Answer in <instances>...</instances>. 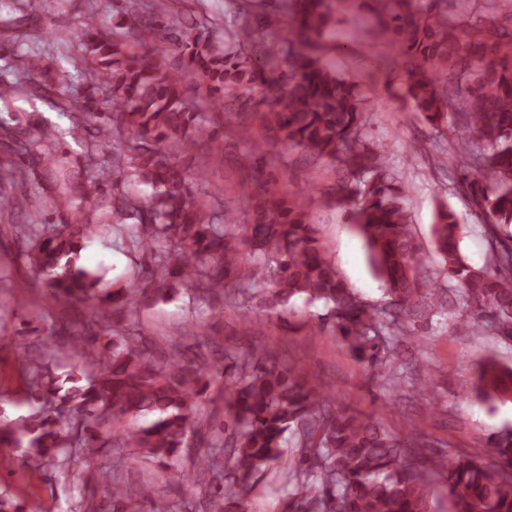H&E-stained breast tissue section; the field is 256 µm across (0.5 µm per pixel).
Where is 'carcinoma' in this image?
Instances as JSON below:
<instances>
[{
  "instance_id": "obj_1",
  "label": "carcinoma",
  "mask_w": 512,
  "mask_h": 512,
  "mask_svg": "<svg viewBox=\"0 0 512 512\" xmlns=\"http://www.w3.org/2000/svg\"><path fill=\"white\" fill-rule=\"evenodd\" d=\"M375 16L386 24L411 65L407 86L414 111L431 126L453 124L459 136L449 147L475 165L463 186L483 219L488 237L512 224V14L493 23L479 15L448 20V0H374ZM288 15L279 38L297 52L270 70L251 58L245 36L227 26L195 22L182 27L157 19L146 0H125L129 26L116 33L92 14L75 35L90 66L92 86L80 99L58 88L70 133L90 163L108 153L126 180L153 192L145 203L117 197L112 229L126 236L131 252L152 261L118 284L81 266L82 244L98 229L104 191L92 175L79 198L67 170L55 206L70 212L65 224H29L24 230L28 264L60 302L84 307L81 322L61 325L53 335L77 337L79 359L65 382L45 362L39 343L28 358L27 397L40 403L28 419L0 421V451L10 466L43 467L69 451L64 479L81 489L107 483L108 500L87 512H177L174 485L194 494L185 512H247L248 497L278 470L291 487L282 512H434L432 478L448 485L453 512H512V433L493 436L491 458L474 448L453 457L427 458L421 439H406L381 420L336 404L303 367L267 348L239 354L214 351L201 362L173 338L133 333L130 313L148 293L178 287L214 300L212 310L242 306L246 282L273 284L272 308L291 299L322 301L328 308L318 329L330 325L354 359L394 378L382 355L386 336H410L428 311L443 306L445 294L419 276L420 246L411 233L404 186L383 161L385 146L365 132V112L356 86L334 75L305 52L329 31L335 11L351 0H283ZM104 84L112 111H94ZM205 88L210 108L231 99L252 98L259 86L285 85L278 97H263L262 121L277 140L330 161L341 172L336 203L349 199L346 178H358L356 203L347 217L364 237L370 263L392 303L374 312L348 288L308 208L270 176L253 200V220L217 221L200 197L201 174L175 157L186 143L200 142L218 153L223 136L201 116L188 84ZM250 145L241 165L259 162L264 145L247 130ZM36 164L66 166L56 157L54 133L33 142ZM134 223L129 224L127 220ZM458 220L448 205L437 206L432 235L448 279L457 282L469 326L512 334V243L492 251L493 267H476L462 255ZM474 389L485 401L512 395V366L494 359L481 365ZM222 402L224 416L208 404ZM197 451L184 464L188 436ZM293 442L298 453L287 459ZM106 448H129L165 469L144 488L118 468L90 470Z\"/></svg>"
}]
</instances>
